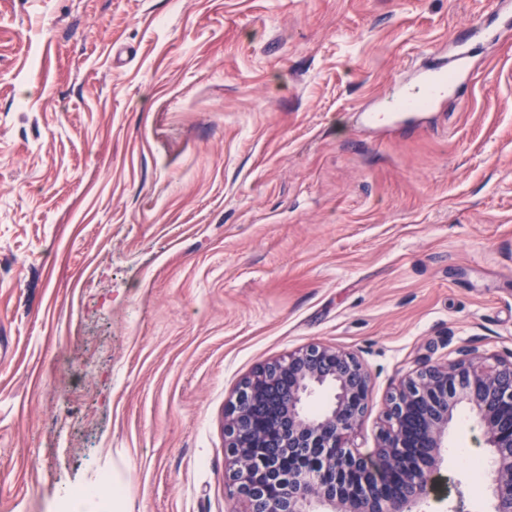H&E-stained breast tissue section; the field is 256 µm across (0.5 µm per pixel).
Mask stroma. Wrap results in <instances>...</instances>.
I'll return each instance as SVG.
<instances>
[{"instance_id": "stroma-1", "label": "stroma", "mask_w": 512, "mask_h": 512, "mask_svg": "<svg viewBox=\"0 0 512 512\" xmlns=\"http://www.w3.org/2000/svg\"><path fill=\"white\" fill-rule=\"evenodd\" d=\"M497 0H0V512L119 469L125 512H245L224 411L312 343L391 387L512 357V29L416 129L359 115ZM448 429L444 476L491 512Z\"/></svg>"}]
</instances>
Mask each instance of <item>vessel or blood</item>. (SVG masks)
Returning a JSON list of instances; mask_svg holds the SVG:
<instances>
[{"label": "vessel or blood", "instance_id": "1", "mask_svg": "<svg viewBox=\"0 0 512 512\" xmlns=\"http://www.w3.org/2000/svg\"><path fill=\"white\" fill-rule=\"evenodd\" d=\"M470 58V49L457 48L447 65L422 73L413 85L394 89L378 111L366 113V120L376 123L392 116L433 111L440 101L456 93Z\"/></svg>", "mask_w": 512, "mask_h": 512}]
</instances>
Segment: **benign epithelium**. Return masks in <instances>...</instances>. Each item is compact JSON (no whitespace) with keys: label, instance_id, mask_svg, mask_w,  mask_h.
Returning a JSON list of instances; mask_svg holds the SVG:
<instances>
[{"label":"benign epithelium","instance_id":"1","mask_svg":"<svg viewBox=\"0 0 512 512\" xmlns=\"http://www.w3.org/2000/svg\"><path fill=\"white\" fill-rule=\"evenodd\" d=\"M323 386L333 400L310 416L304 399ZM368 403V372L352 353L312 344L259 366L226 407L227 485L247 512H416L436 493L448 427L465 407L489 452L492 512H512V359L462 358L401 381L365 456L348 443ZM304 448L308 465L269 474L266 458Z\"/></svg>","mask_w":512,"mask_h":512}]
</instances>
